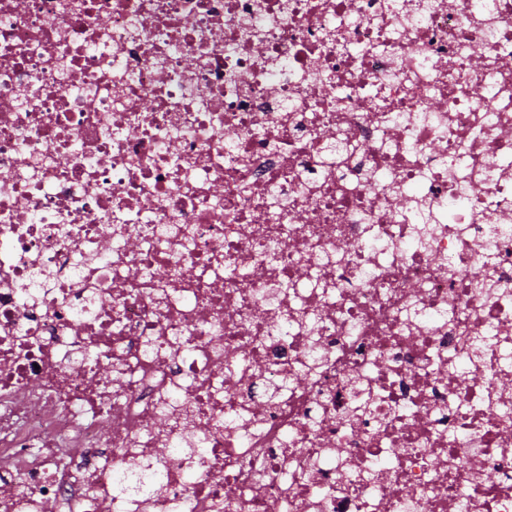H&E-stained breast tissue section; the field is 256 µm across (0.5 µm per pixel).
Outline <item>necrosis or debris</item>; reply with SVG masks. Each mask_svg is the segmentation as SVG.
Wrapping results in <instances>:
<instances>
[{"label":"necrosis or debris","instance_id":"1","mask_svg":"<svg viewBox=\"0 0 512 512\" xmlns=\"http://www.w3.org/2000/svg\"><path fill=\"white\" fill-rule=\"evenodd\" d=\"M46 505L512 512V0H0V512Z\"/></svg>","mask_w":512,"mask_h":512}]
</instances>
